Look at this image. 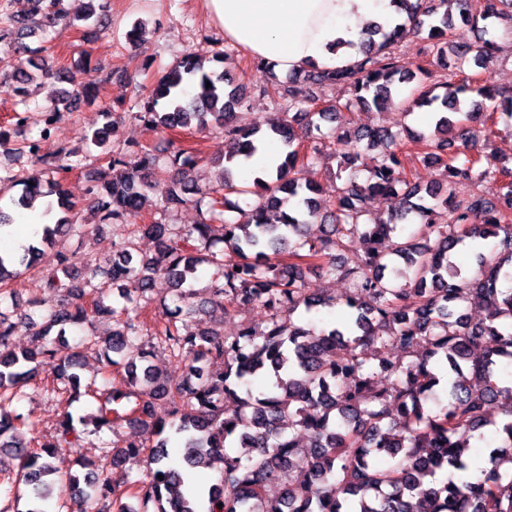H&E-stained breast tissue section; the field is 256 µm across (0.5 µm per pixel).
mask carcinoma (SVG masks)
Segmentation results:
<instances>
[{
    "mask_svg": "<svg viewBox=\"0 0 512 512\" xmlns=\"http://www.w3.org/2000/svg\"><path fill=\"white\" fill-rule=\"evenodd\" d=\"M30 2L24 19L0 13V43L17 60L10 71L21 85L15 126L39 125L44 138L47 123L71 109L76 98L94 99L96 92L77 87L69 69L51 65L45 49L25 39L60 23L102 30V5L87 0L84 11L72 16L65 0ZM393 2L397 22L388 28L371 24L350 44L361 56L357 63L304 72L319 88H343L349 94L344 112L298 98L291 72L288 84L276 82L272 89L288 97V107L297 112L263 126L238 125L235 109L244 102L246 87L224 73L221 54L188 53L154 81L137 102L134 118L163 132L213 127L224 133L225 146L217 186L194 179L197 156L178 147L169 152L164 210L192 205L200 219L187 225L136 224L135 233L157 242L151 256L135 258L128 240L113 245L118 258L107 268L89 258L78 267L62 250L55 252L53 267L41 268L45 250L92 224L69 217L74 205L61 179L73 168L71 153L61 151L49 161L39 155L38 140L17 144L12 132L0 128V150L26 153L52 174L47 182L30 177L12 205L32 210L38 200L54 195L56 203H47L45 212L55 207L62 212L43 225L37 240L17 253L0 254V299L21 270L39 268L44 288L59 297L46 311L45 301H30L26 319L33 333L25 349L14 346V325L0 316V482L11 485L14 499L25 501V512H48L46 501L56 484L69 491L57 512L69 509L70 501L78 512H100L97 504L109 498L113 512H147L149 503L155 512H512V469H502L512 465V371L506 378L497 373L502 359L512 361V166L475 149L468 131V124L489 120L499 110L512 118V96L497 100L491 80L481 77L500 51L489 37L494 24L512 32V0ZM458 21L476 32L474 42L456 45L449 39ZM410 36L448 70V79L436 83L443 93L424 88L428 68L410 70L396 56ZM466 65L476 68L475 77L455 82ZM51 78L63 87L50 106L31 115L30 88ZM412 82L417 96L395 103L397 88ZM353 107L379 112L396 107L405 119L416 108H429L435 114L431 133L412 143L422 145L421 163L435 166L437 181L423 184L417 172L405 169L401 132L356 123ZM324 121L333 124L326 132ZM116 133L111 110L101 108L92 122L91 144L108 158L112 178L91 185L88 202L101 226L135 224L153 188L149 177L156 174L150 149L141 148L133 161L114 150ZM271 140L281 146L277 165L235 183L234 172ZM328 142L344 148L334 201L319 197L314 180ZM365 150L377 151L381 161L363 178ZM461 182L488 185L492 194L480 190L459 199L455 186ZM376 195L393 200L384 215L369 211ZM413 220L420 224L418 234L389 243L398 225ZM476 238L494 245L477 253L476 268L464 272L455 256ZM219 243L238 261L224 264L215 251ZM351 247L352 265H338L340 252ZM203 264L212 267L204 304L226 316L260 304L269 313L265 325L246 326L233 340L213 327H190L196 313L192 281ZM314 269H339L356 288L344 301L345 319L328 331L294 319L301 308L309 313L333 304L306 288ZM161 275L171 284L175 309L149 328L153 342L141 349L139 361H129L126 351L144 331L142 303ZM114 285L122 305L110 308L105 298ZM470 298L483 308L477 320L462 309ZM104 312L112 314V332L87 343L98 347L104 368L124 370L128 389L102 390L96 412L79 422L94 423L96 433L107 429L115 440L103 447L99 461L83 464L85 472L55 480L53 459L85 439L70 412L83 396L82 352L59 357L49 336H63ZM393 343L420 357L408 363L390 358L387 348ZM157 345L185 364L184 376H163L149 364ZM214 362L221 371H205ZM46 370L52 374L48 391L63 416L56 440L41 444L20 438L29 419L10 407ZM259 379L265 386L255 392L252 385ZM500 400L509 410L497 422L489 419L487 407ZM159 401L170 407L168 423L155 416ZM489 427L498 436L495 446L488 441ZM125 428L131 436L122 434ZM297 433L306 436V445L295 441ZM172 439L180 448L177 458L168 450ZM474 443L490 448L491 467L470 480L464 455ZM141 457L149 469L130 482L134 506L115 496L108 467ZM217 459L224 466L215 482L194 479L195 469L210 468ZM279 481L280 497H268V486Z\"/></svg>",
    "mask_w": 512,
    "mask_h": 512,
    "instance_id": "obj_1",
    "label": "carcinoma"
}]
</instances>
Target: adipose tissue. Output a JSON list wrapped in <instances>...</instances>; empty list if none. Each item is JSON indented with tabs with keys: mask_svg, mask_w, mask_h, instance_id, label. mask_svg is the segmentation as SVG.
I'll return each mask as SVG.
<instances>
[{
	"mask_svg": "<svg viewBox=\"0 0 512 512\" xmlns=\"http://www.w3.org/2000/svg\"><path fill=\"white\" fill-rule=\"evenodd\" d=\"M226 38L278 69L354 64L365 25L393 23L392 0H206Z\"/></svg>",
	"mask_w": 512,
	"mask_h": 512,
	"instance_id": "1",
	"label": "adipose tissue"
}]
</instances>
